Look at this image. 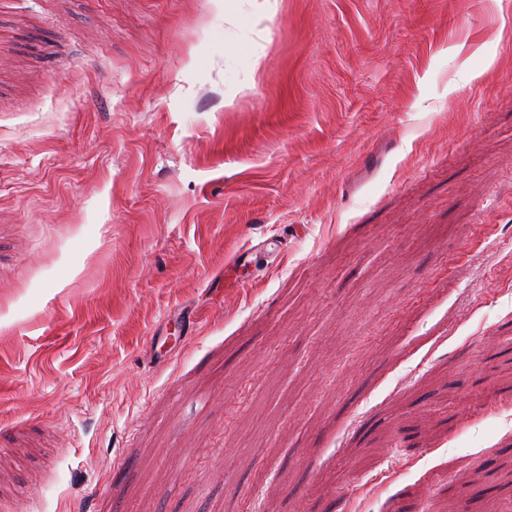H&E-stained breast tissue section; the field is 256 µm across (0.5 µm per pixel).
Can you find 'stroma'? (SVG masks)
<instances>
[{
    "mask_svg": "<svg viewBox=\"0 0 512 512\" xmlns=\"http://www.w3.org/2000/svg\"><path fill=\"white\" fill-rule=\"evenodd\" d=\"M406 498L512 512V0H0V512Z\"/></svg>",
    "mask_w": 512,
    "mask_h": 512,
    "instance_id": "35a3bbf8",
    "label": "stroma"
}]
</instances>
